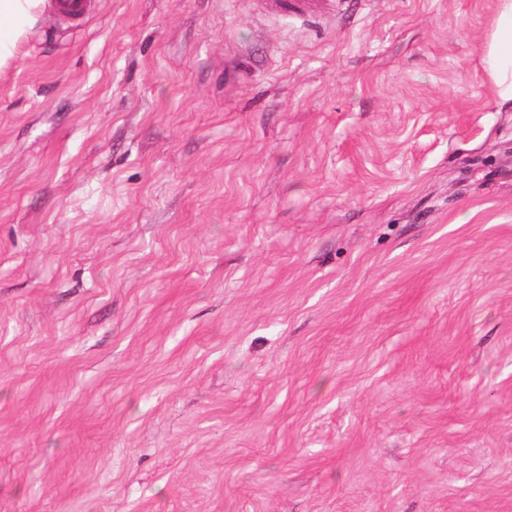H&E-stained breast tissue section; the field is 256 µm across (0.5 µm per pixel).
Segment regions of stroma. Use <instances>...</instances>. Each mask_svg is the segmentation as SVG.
<instances>
[{"mask_svg":"<svg viewBox=\"0 0 512 512\" xmlns=\"http://www.w3.org/2000/svg\"><path fill=\"white\" fill-rule=\"evenodd\" d=\"M497 0H46L0 66V512H512Z\"/></svg>","mask_w":512,"mask_h":512,"instance_id":"35a3bbf8","label":"stroma"}]
</instances>
